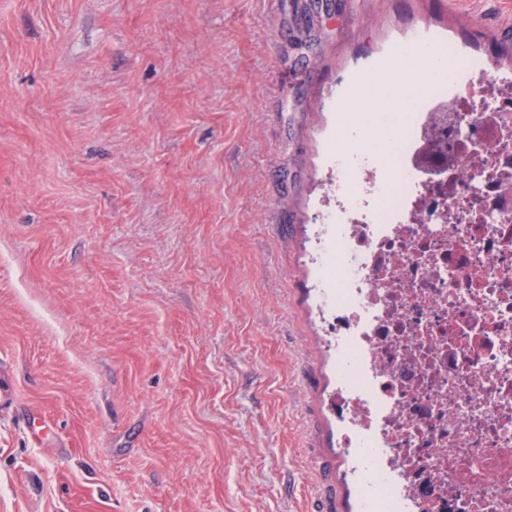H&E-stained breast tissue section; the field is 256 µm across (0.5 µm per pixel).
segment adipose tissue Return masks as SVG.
Wrapping results in <instances>:
<instances>
[{
  "instance_id": "1",
  "label": "adipose tissue",
  "mask_w": 512,
  "mask_h": 512,
  "mask_svg": "<svg viewBox=\"0 0 512 512\" xmlns=\"http://www.w3.org/2000/svg\"><path fill=\"white\" fill-rule=\"evenodd\" d=\"M401 64L400 58H392L383 65L387 80L371 86L358 83L354 89L342 97L349 119L355 123L374 121L377 114L407 111L420 92L419 85L404 89L397 85L394 76Z\"/></svg>"
}]
</instances>
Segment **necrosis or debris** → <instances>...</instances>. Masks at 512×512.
Returning a JSON list of instances; mask_svg holds the SVG:
<instances>
[{
  "mask_svg": "<svg viewBox=\"0 0 512 512\" xmlns=\"http://www.w3.org/2000/svg\"><path fill=\"white\" fill-rule=\"evenodd\" d=\"M425 85L393 146L340 151L321 212L364 512H512V76Z\"/></svg>",
  "mask_w": 512,
  "mask_h": 512,
  "instance_id": "necrosis-or-debris-1",
  "label": "necrosis or debris"
}]
</instances>
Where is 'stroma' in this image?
Wrapping results in <instances>:
<instances>
[{
    "label": "stroma",
    "instance_id": "1",
    "mask_svg": "<svg viewBox=\"0 0 512 512\" xmlns=\"http://www.w3.org/2000/svg\"><path fill=\"white\" fill-rule=\"evenodd\" d=\"M416 28L512 0H0V512H361L308 227Z\"/></svg>",
    "mask_w": 512,
    "mask_h": 512
}]
</instances>
